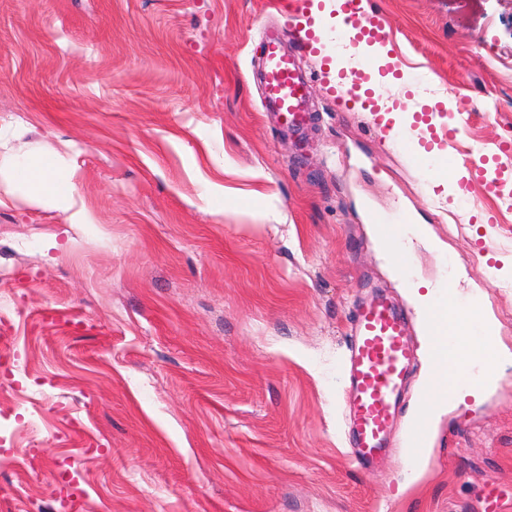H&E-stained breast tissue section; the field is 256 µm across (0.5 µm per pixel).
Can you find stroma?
<instances>
[{
    "label": "stroma",
    "mask_w": 512,
    "mask_h": 512,
    "mask_svg": "<svg viewBox=\"0 0 512 512\" xmlns=\"http://www.w3.org/2000/svg\"><path fill=\"white\" fill-rule=\"evenodd\" d=\"M390 35L366 87L414 142L463 112L452 153L500 192L435 175L338 110L335 64L298 50L311 123L262 105L275 0H0V172L56 161L72 224L0 190V512H50V470L85 512H512V366L443 407L407 463L349 457L348 326L374 286L408 306L365 205L409 209L416 281L479 298L512 354V0H364Z\"/></svg>",
    "instance_id": "stroma-1"
}]
</instances>
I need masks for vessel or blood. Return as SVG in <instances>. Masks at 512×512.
Listing matches in <instances>:
<instances>
[{"label":"vessel or blood","mask_w":512,"mask_h":512,"mask_svg":"<svg viewBox=\"0 0 512 512\" xmlns=\"http://www.w3.org/2000/svg\"><path fill=\"white\" fill-rule=\"evenodd\" d=\"M312 0H289L288 7L297 20L296 26L302 47L311 53L322 50L329 36L345 40L349 25L362 24L361 46L356 54L359 72L372 67L370 50L373 42L387 39L384 17L366 14L362 0H344L336 14L335 27L318 22L311 11ZM264 68V102L276 109L289 127L300 129L309 120L306 83L292 55L287 54L279 38L266 39ZM458 134L457 128L447 127L436 132L435 148L425 149L416 161L423 166L445 163L447 149ZM369 223L384 225L390 241L391 259L396 272L411 277L409 241L414 218L401 210L392 218L368 212ZM448 303V288L436 291L435 305L426 314L434 336L430 352L439 369H452L460 384L471 385V370L465 361L448 352V326L441 320V310ZM407 309L395 303L388 295L377 293L360 300L350 321L351 344L343 365V374L350 392L347 406L351 435V454L362 468L377 464L387 451L388 438L398 416V405L406 393L407 382L417 349L409 339ZM432 432L429 421L413 423L406 435L410 466H417L420 445Z\"/></svg>","instance_id":"1"}]
</instances>
